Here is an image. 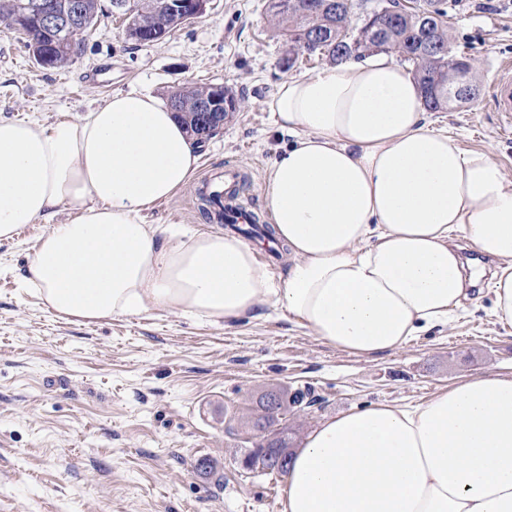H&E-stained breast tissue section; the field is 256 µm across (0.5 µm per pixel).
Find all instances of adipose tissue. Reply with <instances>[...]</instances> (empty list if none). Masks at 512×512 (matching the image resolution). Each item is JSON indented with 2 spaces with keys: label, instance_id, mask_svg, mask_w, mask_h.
Listing matches in <instances>:
<instances>
[{
  "label": "adipose tissue",
  "instance_id": "ef3b65f1",
  "mask_svg": "<svg viewBox=\"0 0 512 512\" xmlns=\"http://www.w3.org/2000/svg\"><path fill=\"white\" fill-rule=\"evenodd\" d=\"M267 106L291 139L265 177L276 274L232 230L147 223L200 162L160 99L116 92L49 128L0 119V240L49 224L24 287L90 322L162 309L230 323L270 304L372 357L462 308L464 239L492 260L490 313L512 325V177L433 126L411 74L384 55L341 62L283 79ZM61 206L71 217L53 223ZM281 512H512V374L321 421L293 451Z\"/></svg>",
  "mask_w": 512,
  "mask_h": 512
}]
</instances>
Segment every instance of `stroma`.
I'll use <instances>...</instances> for the list:
<instances>
[{"mask_svg":"<svg viewBox=\"0 0 512 512\" xmlns=\"http://www.w3.org/2000/svg\"><path fill=\"white\" fill-rule=\"evenodd\" d=\"M267 4L210 0L203 16L148 45L127 38L124 17L102 16L62 69L40 67L19 34L0 28V119L49 127L117 91L165 100L184 87H232L240 112L202 144L192 180L147 221L217 230L198 192L230 164L251 212L271 223L264 173L289 138L266 102L282 79L325 62L286 68L288 45ZM448 43L474 59L479 95L429 118L463 148L490 150L512 176V123L493 96L500 62L512 59V0H448ZM69 218L62 206L52 221ZM49 222L0 241V512H280L284 477L239 464L267 390L310 391L313 405L281 421L297 441L357 407L415 406L460 379L512 373V325L491 316L483 281L448 327L371 358L270 307L230 325L162 310L92 324L60 317L21 286Z\"/></svg>","mask_w":512,"mask_h":512,"instance_id":"obj_1","label":"stroma"}]
</instances>
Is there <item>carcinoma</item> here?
Masks as SVG:
<instances>
[{
	"label": "carcinoma",
	"instance_id": "1",
	"mask_svg": "<svg viewBox=\"0 0 512 512\" xmlns=\"http://www.w3.org/2000/svg\"><path fill=\"white\" fill-rule=\"evenodd\" d=\"M50 3L64 11L72 0H0V25L25 36V46L32 54H49L54 68L66 66L85 46V32L91 30L105 13L101 0H82L87 22L84 31L58 49L52 40L33 43L27 30L19 26L13 7L17 3ZM165 0H109L112 12L152 19L160 35H166L183 22L163 7ZM394 13L373 11L362 20L365 42L356 49L350 44L357 32L351 27L354 0H268V11L286 42L296 47L303 34L315 30L325 38L307 46L308 56L325 55L333 62L362 61L379 53L394 52L415 66L413 76L424 93V105L430 112L448 107V84L462 78L471 80V59L456 55L448 48V12L443 0H382ZM213 87H190L173 93L169 105L180 113L187 131L193 130L194 115L200 104L212 94Z\"/></svg>",
	"mask_w": 512,
	"mask_h": 512
}]
</instances>
